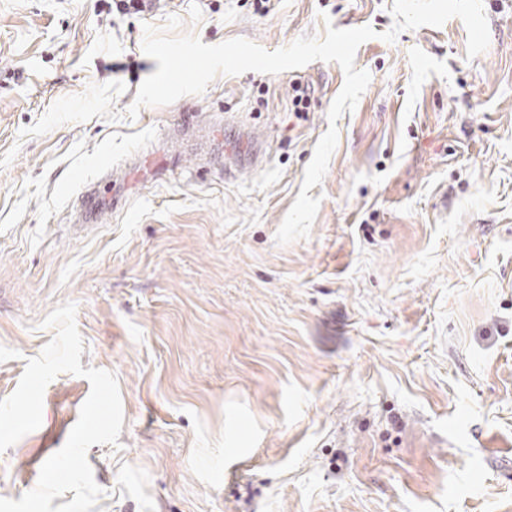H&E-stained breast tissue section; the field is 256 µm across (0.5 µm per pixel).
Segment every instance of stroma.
I'll use <instances>...</instances> for the list:
<instances>
[{"label": "stroma", "mask_w": 512, "mask_h": 512, "mask_svg": "<svg viewBox=\"0 0 512 512\" xmlns=\"http://www.w3.org/2000/svg\"><path fill=\"white\" fill-rule=\"evenodd\" d=\"M382 32L393 0H0V399L77 307L115 374L92 512H512V0ZM285 47L370 26L308 237L278 245L344 83L337 63L217 75L128 117L145 25ZM308 109L294 111V82ZM93 185L117 207L87 208ZM90 393L63 373L0 452L20 499Z\"/></svg>", "instance_id": "35a3bbf8"}]
</instances>
